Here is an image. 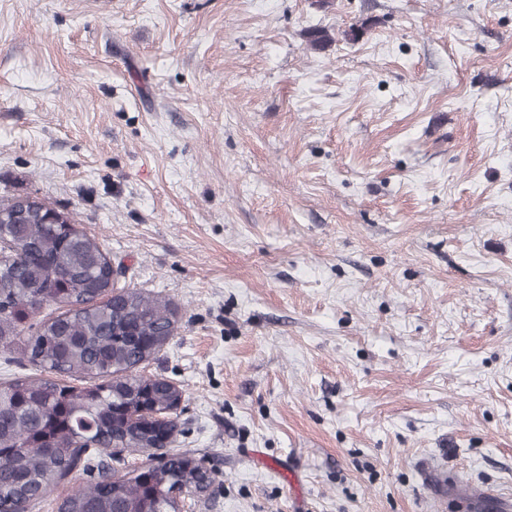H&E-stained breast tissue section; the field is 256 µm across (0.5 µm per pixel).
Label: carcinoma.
Instances as JSON below:
<instances>
[{"label": "carcinoma", "mask_w": 512, "mask_h": 512, "mask_svg": "<svg viewBox=\"0 0 512 512\" xmlns=\"http://www.w3.org/2000/svg\"><path fill=\"white\" fill-rule=\"evenodd\" d=\"M321 50L329 31L311 28ZM17 196L0 200V346L57 378L17 377L0 384V512H18L115 443L160 457L148 473H106L67 496L60 512H175L168 493L199 485L187 454L157 445L146 414L164 413L183 391L139 372L176 330L174 307L137 288H118L95 236L56 208ZM67 310L22 337V325L45 304ZM86 382L82 387L69 380Z\"/></svg>", "instance_id": "carcinoma-1"}]
</instances>
